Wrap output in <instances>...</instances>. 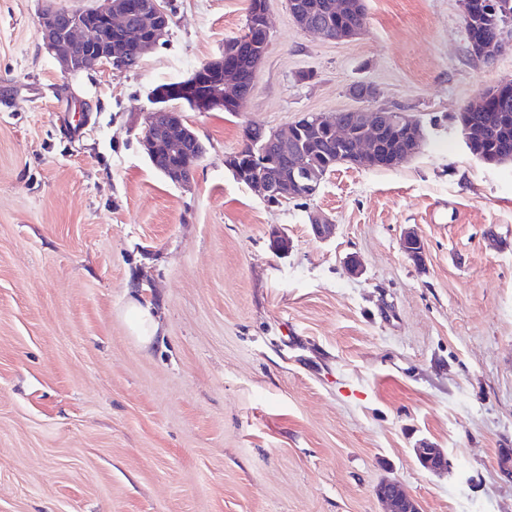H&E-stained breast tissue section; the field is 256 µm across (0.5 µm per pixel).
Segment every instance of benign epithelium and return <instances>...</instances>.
<instances>
[{
  "instance_id": "7a95c632",
  "label": "benign epithelium",
  "mask_w": 512,
  "mask_h": 512,
  "mask_svg": "<svg viewBox=\"0 0 512 512\" xmlns=\"http://www.w3.org/2000/svg\"><path fill=\"white\" fill-rule=\"evenodd\" d=\"M304 30L326 39H341L348 29L342 26L347 14L346 0H336L332 14L313 19L302 14L296 3H289ZM480 10L488 16L512 18L509 0H481ZM462 13L471 50L475 57L491 61L503 51L505 45L501 30L483 34L478 30L477 14L462 3ZM104 25L110 31L121 33L141 26L146 34L138 41L123 38L98 41L97 28ZM168 16L164 0H96L92 7L80 11H47L42 14L37 36L45 48L56 57L65 75H73L87 69L110 68L133 56L142 59L145 52L155 47L167 36ZM248 43L224 46V52L195 70L180 85L183 95L195 98V87L201 82L213 84L211 95L197 99V111L211 112L228 106L238 109L240 103L254 89L258 69L264 60L271 36V24L266 0H254L245 26ZM247 58L250 64L242 67L240 60ZM493 99L506 107L512 100V84L506 83L481 93L459 113L461 130L466 144L483 137V126L472 122L470 111L483 100ZM157 107L146 113L143 143L153 163L159 165L167 178L177 184L189 181L200 156L189 146L195 144L194 135L187 131L175 135L181 126L171 108L159 104L160 98L152 96ZM327 125L336 138L338 152L348 155L347 163L363 168L389 164L398 166L410 158L423 138L422 126L406 112L385 107L348 111L337 117L309 113L301 122L291 125L287 131L276 133L281 146L278 157L254 160L245 168L252 188L264 200L273 204L293 198L291 183L296 172L305 142L302 131L306 128ZM314 235L326 240L335 234L336 225L319 215L309 216ZM415 454L422 465L433 473L448 470V459L437 448L421 446ZM379 496L391 506V512H419L417 504L402 493L393 482L379 487Z\"/></svg>"
}]
</instances>
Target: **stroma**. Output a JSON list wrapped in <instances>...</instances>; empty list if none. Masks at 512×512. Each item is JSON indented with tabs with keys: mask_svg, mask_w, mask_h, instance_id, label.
Instances as JSON below:
<instances>
[{
	"mask_svg": "<svg viewBox=\"0 0 512 512\" xmlns=\"http://www.w3.org/2000/svg\"><path fill=\"white\" fill-rule=\"evenodd\" d=\"M90 4L0 0V512H384L386 481L421 512H512V163L475 158L457 118L512 83V21L486 63L459 0H364L349 40L267 0L251 96L182 110L205 146L182 186L142 145L150 92L221 55L248 0H165L136 70L63 75L39 16ZM358 83L421 122L410 161L282 206L233 178L243 126L362 108ZM134 294L159 323L145 350ZM415 454L422 465L433 473H443L448 470V459L438 448L420 446Z\"/></svg>",
	"mask_w": 512,
	"mask_h": 512,
	"instance_id": "stroma-1",
	"label": "stroma"
}]
</instances>
